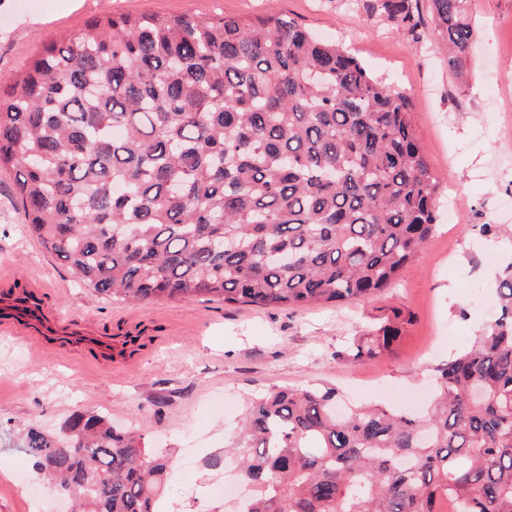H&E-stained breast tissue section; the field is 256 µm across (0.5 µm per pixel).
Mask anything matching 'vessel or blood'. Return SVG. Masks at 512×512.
<instances>
[{"instance_id": "vessel-or-blood-1", "label": "vessel or blood", "mask_w": 512, "mask_h": 512, "mask_svg": "<svg viewBox=\"0 0 512 512\" xmlns=\"http://www.w3.org/2000/svg\"><path fill=\"white\" fill-rule=\"evenodd\" d=\"M40 289L26 296L12 297L0 303V328L31 338L39 349L56 348L71 341L74 332L68 323L46 315L39 299Z\"/></svg>"}]
</instances>
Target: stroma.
I'll use <instances>...</instances> for the list:
<instances>
[{
	"label": "stroma",
	"mask_w": 512,
	"mask_h": 512,
	"mask_svg": "<svg viewBox=\"0 0 512 512\" xmlns=\"http://www.w3.org/2000/svg\"><path fill=\"white\" fill-rule=\"evenodd\" d=\"M273 4L409 96L439 197L456 196L454 209H443L399 281L369 301L294 311L206 299L132 304L79 286L27 234L11 200L14 176L1 173L0 289L37 282L48 311L98 336H142L144 345L93 359L78 349L44 352L0 330V465L9 468L0 475V512H67L17 442L28 427L55 431L87 410L144 433L154 452L173 459L164 512H234V502L211 489L234 467L224 448L248 399L328 386L348 403L420 413L435 369L494 320L512 240L480 238L477 227L512 225V0H471L475 43L461 84L432 25L416 41L350 0H0V85L40 46L72 37L106 11L248 18ZM394 309L407 322L390 350L373 360L339 357L346 337Z\"/></svg>",
	"instance_id": "1"
}]
</instances>
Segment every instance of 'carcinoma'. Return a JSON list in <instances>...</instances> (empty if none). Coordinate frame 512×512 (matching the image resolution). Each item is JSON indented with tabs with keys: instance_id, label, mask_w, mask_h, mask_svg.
Masks as SVG:
<instances>
[{
	"instance_id": "carcinoma-1",
	"label": "carcinoma",
	"mask_w": 512,
	"mask_h": 512,
	"mask_svg": "<svg viewBox=\"0 0 512 512\" xmlns=\"http://www.w3.org/2000/svg\"><path fill=\"white\" fill-rule=\"evenodd\" d=\"M470 0H428L448 73ZM420 39L421 0H362ZM29 234L86 288L131 303L298 308L371 299L435 233L436 176L409 98L345 47L270 10L253 20L105 12L0 89V171ZM500 314L436 369L424 417L336 413L334 387L252 399L234 447L239 512H512V264ZM396 311L347 342L371 359ZM35 469L76 512H156L168 464L143 434L75 412L27 430Z\"/></svg>"
}]
</instances>
